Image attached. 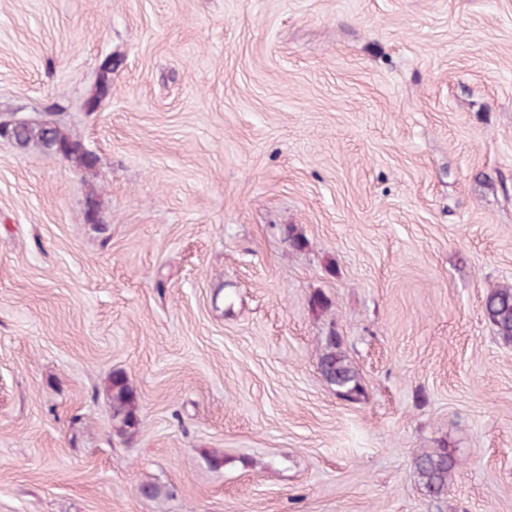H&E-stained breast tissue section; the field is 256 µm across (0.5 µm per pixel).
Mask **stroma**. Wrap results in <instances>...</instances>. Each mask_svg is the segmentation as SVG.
<instances>
[{
  "mask_svg": "<svg viewBox=\"0 0 512 512\" xmlns=\"http://www.w3.org/2000/svg\"><path fill=\"white\" fill-rule=\"evenodd\" d=\"M11 115L0 512H512V0H0ZM10 139L20 148L33 144L46 150L60 151L85 168H92L95 164V160L90 159L92 154L79 142L70 140L57 125L46 120L22 125L20 130L11 134ZM484 315L495 333L505 342H512V288H498L485 299ZM317 368L322 379L335 387L336 394L340 398L347 401L360 399L363 389L358 372L341 349L339 336H327L318 357ZM112 421L119 433H126L140 423L133 389L122 373L112 376ZM456 465L448 449L435 448L417 457V478L430 496L442 498L448 493V480Z\"/></svg>",
  "mask_w": 512,
  "mask_h": 512,
  "instance_id": "35a3bbf8",
  "label": "stroma"
}]
</instances>
